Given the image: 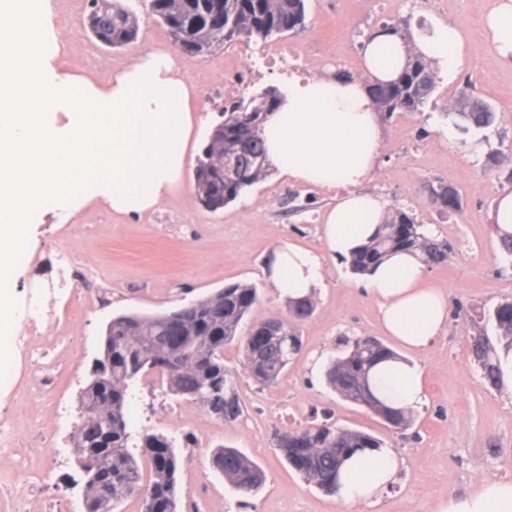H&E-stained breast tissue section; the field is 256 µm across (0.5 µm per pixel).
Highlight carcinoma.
Returning a JSON list of instances; mask_svg holds the SVG:
<instances>
[{
    "instance_id": "cac0c4a2",
    "label": "carcinoma",
    "mask_w": 512,
    "mask_h": 512,
    "mask_svg": "<svg viewBox=\"0 0 512 512\" xmlns=\"http://www.w3.org/2000/svg\"><path fill=\"white\" fill-rule=\"evenodd\" d=\"M146 15L160 24L184 50L210 54L235 39L266 42L274 36L305 30V0H136ZM87 27L101 44L118 48L134 42L139 16L119 0H89ZM436 71L431 61L408 54L398 76L367 85L377 112H418L435 89ZM281 92L267 89L246 99L224 103V123L212 132L195 167V187L202 204L215 212L271 174L262 137L266 112L277 110ZM455 114L477 130L494 121L492 107L466 91L455 98ZM237 164L236 173L224 168L225 160ZM409 252L427 265H446L448 241L423 230L413 214L403 208L388 212L369 241L345 259L351 273L368 276L389 255ZM253 284L234 283L186 306L185 315L172 321L165 314L128 313L112 318V359L97 358L90 376L95 390L79 394V423L74 430L77 461L85 482V512H114L131 495L142 500V512H175L178 502L180 458L174 442L147 430H130L125 404L133 381L144 370L167 376L169 394L190 397L216 419L234 422L242 414L236 391L237 372L224 365V348L242 346V368L255 382L270 386L302 348L295 315L280 326L266 320L241 334L242 324L259 303ZM476 333L471 351L482 378L492 388L502 384L503 369L495 343L512 354V300H504L471 318ZM493 325L495 337L487 333ZM344 354L331 360L325 371L327 384L343 399L373 411L384 422L394 421L405 430L410 417L385 406L370 387L371 371L398 358L371 337L346 341ZM277 447L288 465L326 494H336L339 469L346 457L384 443L364 431L320 423L289 429L277 436ZM138 453H133V450ZM214 468L245 499L255 495L266 476L260 465L237 448L218 447Z\"/></svg>"
}]
</instances>
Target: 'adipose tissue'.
<instances>
[{
  "instance_id": "ef3b65f1",
  "label": "adipose tissue",
  "mask_w": 512,
  "mask_h": 512,
  "mask_svg": "<svg viewBox=\"0 0 512 512\" xmlns=\"http://www.w3.org/2000/svg\"><path fill=\"white\" fill-rule=\"evenodd\" d=\"M47 16L46 0H0L1 363L9 358L14 333L10 278L16 246L31 213L66 195L77 178L108 189L115 212L148 211L192 160L187 145L196 89L168 53L142 56L113 76L111 86L77 94L45 74ZM484 27L497 56L512 64V0H492ZM415 45L444 73L457 71L465 57L461 35L450 23H434L416 36ZM406 57L400 37L380 35L366 45L364 68L390 80ZM58 103L69 115L64 134L47 120ZM263 136L281 175L337 189L335 205L323 215V237L332 256L350 257L387 214L381 197L359 190L376 166L383 140L379 114L363 84L289 77L284 101L268 117ZM269 281L281 300L314 297L323 286L321 260L285 242L274 251ZM366 289L382 329L412 351H425L448 323V293L426 285L418 256H389L368 276ZM374 385L382 401L407 413L427 399L423 371L414 361L380 364ZM397 470L392 449L355 454L340 470L337 502L355 512L376 501ZM436 512H512V481L483 480L474 492L442 498Z\"/></svg>"
}]
</instances>
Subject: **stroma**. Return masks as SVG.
Returning <instances> with one entry per match:
<instances>
[{
  "label": "stroma",
  "instance_id": "35a3bbf8",
  "mask_svg": "<svg viewBox=\"0 0 512 512\" xmlns=\"http://www.w3.org/2000/svg\"><path fill=\"white\" fill-rule=\"evenodd\" d=\"M66 0H50V25L63 51L49 56L46 70L57 82L77 89L112 81L101 65L120 72L137 58L167 49L198 95L192 104L194 135L208 141L222 120L228 95H252L284 89L288 74L279 68L255 77L252 44L234 42L209 56L182 51L152 18L141 17L135 43L121 48L97 44L83 21H71ZM489 0H306V29L273 40L275 48L297 55L306 76L341 71L365 79L360 60L368 38L383 24L400 23L416 36L430 21L458 27L465 62L454 75L438 74L436 89L419 112H398L382 121L383 144L377 168L363 184L365 192L390 205L410 209L427 231L454 248L445 266L425 269L428 281L448 292V325L417 360L424 372L427 401L412 414L406 431L390 432L366 407L330 388L325 368L340 355L345 336H372L391 344L377 321V308L364 277L329 256L322 237L324 212L337 192L294 183L276 175L253 185L224 210L208 211L200 202L192 172L155 207L118 214L99 203V183L71 191L63 200L41 205L18 248L11 313L14 334L10 360L0 368V421L13 430L0 463V512H84L85 477L75 461L52 467L53 448L72 445L58 434L53 413L59 404L77 407L94 358L112 317L154 315L200 300L224 286L256 285L262 300L249 315L259 322L288 316L263 273L280 242L292 241L322 255L325 286L315 310L298 322L302 350L276 384L263 387L240 371L236 347L224 351L226 365L239 369L242 416L225 423L198 402L172 396L159 377L136 382L125 412L132 430L147 429L172 439L180 457L177 512H344L335 497L309 484L291 469L277 445V433L330 418L341 427L382 438L400 462L399 475L379 503L359 512H434L448 494L474 491L487 478L512 481V368L500 388L481 377L470 348V318L479 308L512 299V256L497 239L489 214L497 196L512 186V65L502 64L483 26ZM94 48L98 66H80L86 48ZM493 106L494 125L486 134L464 130L448 107L459 90ZM444 181L461 197L459 212L444 214L428 202L427 186ZM305 212H298V205ZM75 246L96 287L108 298H88L81 284L59 283L57 254ZM36 302L49 310L34 342L53 378L31 388L33 363L21 350L27 335L26 308ZM73 337L74 345L58 342ZM220 446L245 453L266 472L263 488L239 508L240 496L211 464ZM52 470L50 484L28 486L15 472Z\"/></svg>",
  "mask_w": 512,
  "mask_h": 512
}]
</instances>
